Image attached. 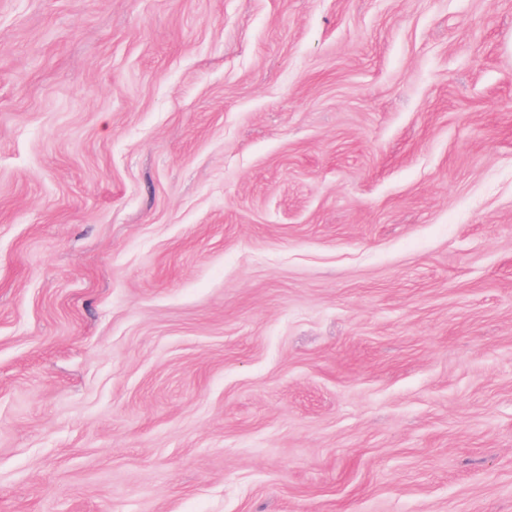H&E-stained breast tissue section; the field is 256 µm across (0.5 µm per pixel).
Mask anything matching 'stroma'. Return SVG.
Masks as SVG:
<instances>
[{
	"label": "stroma",
	"instance_id": "1",
	"mask_svg": "<svg viewBox=\"0 0 512 512\" xmlns=\"http://www.w3.org/2000/svg\"><path fill=\"white\" fill-rule=\"evenodd\" d=\"M0 512H512V0H0Z\"/></svg>",
	"mask_w": 512,
	"mask_h": 512
}]
</instances>
